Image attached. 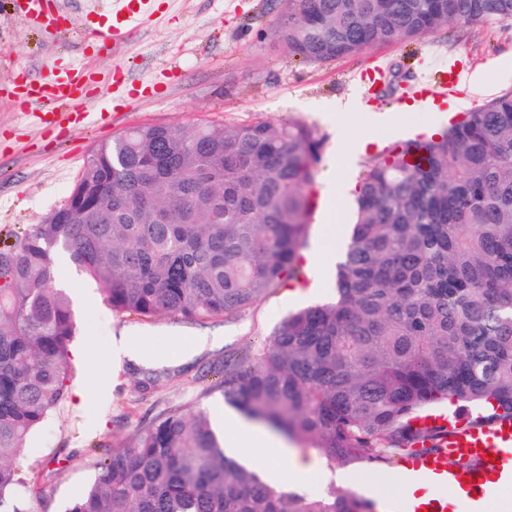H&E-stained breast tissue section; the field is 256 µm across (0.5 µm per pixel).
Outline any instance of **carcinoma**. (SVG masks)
<instances>
[{"label": "carcinoma", "instance_id": "obj_1", "mask_svg": "<svg viewBox=\"0 0 512 512\" xmlns=\"http://www.w3.org/2000/svg\"><path fill=\"white\" fill-rule=\"evenodd\" d=\"M279 38L316 63L451 24L512 21V0H283ZM374 158L352 203L336 296L224 359L219 392L303 445L323 471L393 462L439 437L414 421L449 401L467 425L512 419V94ZM320 141L296 121L144 124L94 146L66 203L0 249V512L11 465L68 395L72 301L55 254L112 310L202 322L301 283ZM66 512H373L353 493H285L228 459L204 407L171 408L106 453Z\"/></svg>", "mask_w": 512, "mask_h": 512}]
</instances>
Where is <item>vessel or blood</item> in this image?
Wrapping results in <instances>:
<instances>
[{
  "instance_id": "obj_1",
  "label": "vessel or blood",
  "mask_w": 512,
  "mask_h": 512,
  "mask_svg": "<svg viewBox=\"0 0 512 512\" xmlns=\"http://www.w3.org/2000/svg\"><path fill=\"white\" fill-rule=\"evenodd\" d=\"M135 8L125 0L121 10L113 12L111 21L99 30V37L114 46L127 41L135 21ZM459 72L437 66L427 75L415 100L417 107L438 104L447 89L458 84ZM90 76L77 68L55 70L45 79L26 81L21 89L23 108L39 113L46 122L57 121L87 85ZM424 427L441 429L438 452L420 451L409 455L404 468L413 475L431 479L430 488L408 499L404 512H448L446 483L459 486L465 495L484 497L492 483L502 477L512 478V419L498 420L486 426H450L447 416L432 415ZM466 461V468L454 467V460Z\"/></svg>"
}]
</instances>
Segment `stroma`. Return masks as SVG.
I'll return each instance as SVG.
<instances>
[{
	"label": "stroma",
	"mask_w": 512,
	"mask_h": 512,
	"mask_svg": "<svg viewBox=\"0 0 512 512\" xmlns=\"http://www.w3.org/2000/svg\"><path fill=\"white\" fill-rule=\"evenodd\" d=\"M59 22L47 25L0 0V247L66 201L93 146L143 124L277 122L308 124L322 143V160L308 217L315 246L327 214L340 225L336 249L348 244L351 197L336 198V180L356 186L371 157L394 143L432 136L451 118L512 93V22L453 24L408 43L365 49L318 64L290 56L277 34L280 0H148L143 17L119 47L92 39L112 14L114 0H55ZM461 70L464 81L445 110L398 111L414 99L437 65ZM86 66L98 81L75 106L97 113L80 130L68 122L46 125L22 111L15 96L22 77ZM382 72L391 89L380 95L365 83ZM365 139L366 153L340 166L343 137ZM304 288L283 286L242 314L187 322L119 315L95 283L67 258L56 260L57 280L69 283L77 331L69 369L70 394L31 438L13 464L24 479V512H65L88 487L107 449L131 444L137 431L169 407L205 403L222 408L220 395L199 394L215 384L225 356L264 344L289 312L334 298L335 266L306 269ZM132 334L145 355L169 356L195 337H210L187 363L115 372L113 336ZM399 466L349 472L354 491L402 498Z\"/></svg>",
	"instance_id": "obj_1"
}]
</instances>
